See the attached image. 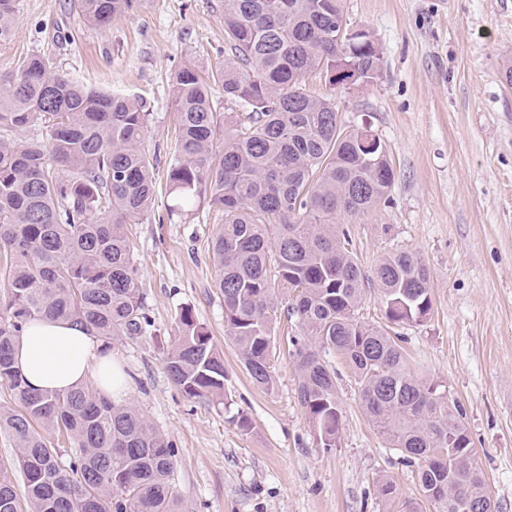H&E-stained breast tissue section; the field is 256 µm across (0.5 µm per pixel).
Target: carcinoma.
<instances>
[{
  "label": "carcinoma",
  "instance_id": "1",
  "mask_svg": "<svg viewBox=\"0 0 512 512\" xmlns=\"http://www.w3.org/2000/svg\"><path fill=\"white\" fill-rule=\"evenodd\" d=\"M133 7L79 0L96 26ZM16 9L0 0V42L12 36ZM345 21L343 0H224V68L206 77L185 64L172 76L169 213L224 214L213 241L224 325L266 388L278 303L288 297L286 317L306 337L290 339L297 400L322 448L336 447L342 418L335 371L321 356L334 351L349 362L365 415L416 468L421 498L398 512H423L425 503L462 512L465 502L468 512H494L464 408L414 373L400 337L358 318L365 275L344 225L389 200L394 171L382 144L342 123L336 67L362 86L380 63L370 35L347 44ZM312 74L327 92L302 87ZM149 116L141 99L81 85L41 54L0 75V386L19 405H0V434L17 448L14 467L0 469V512H182L174 446L133 405L92 383L35 390L13 356L23 327L39 319L84 326L106 346L152 327L127 234L154 201ZM33 126L45 138L16 137ZM374 280L389 322L431 315L430 274L415 254L384 257ZM176 319L165 357L171 382L188 399L224 403V358L208 329L189 307ZM41 427L65 434L70 453Z\"/></svg>",
  "mask_w": 512,
  "mask_h": 512
}]
</instances>
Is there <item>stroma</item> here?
Listing matches in <instances>:
<instances>
[{"label":"stroma","mask_w":512,"mask_h":512,"mask_svg":"<svg viewBox=\"0 0 512 512\" xmlns=\"http://www.w3.org/2000/svg\"><path fill=\"white\" fill-rule=\"evenodd\" d=\"M78 0H17L0 74L30 54L109 93H135L151 113L145 147L157 156L152 209L129 225L146 335L116 336L130 374L126 400L172 442L173 486L184 512H396L377 491L419 489L412 467L365 417L358 388L336 353L343 415L335 448L319 447L296 398L286 324L275 330L272 387L253 383L224 327L215 281L213 216L170 215L171 77L180 64L224 60V0H137L100 28ZM351 24L381 52L370 84L336 92L343 123L370 122L395 178L390 200L351 224L365 273L388 254L418 255L430 272L432 313L399 326L416 374L445 385L465 412L497 512H512V0H343ZM191 308L224 356L227 406L190 400L172 384L166 346L181 307ZM243 412L250 430L231 415Z\"/></svg>","instance_id":"obj_1"}]
</instances>
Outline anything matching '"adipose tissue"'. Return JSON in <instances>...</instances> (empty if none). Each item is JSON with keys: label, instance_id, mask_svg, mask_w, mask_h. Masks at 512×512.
<instances>
[{"label": "adipose tissue", "instance_id": "ef3b65f1", "mask_svg": "<svg viewBox=\"0 0 512 512\" xmlns=\"http://www.w3.org/2000/svg\"><path fill=\"white\" fill-rule=\"evenodd\" d=\"M15 357L18 369L34 389L64 391L94 380L114 402L125 396L121 365L83 326L35 321L19 336Z\"/></svg>", "mask_w": 512, "mask_h": 512}]
</instances>
